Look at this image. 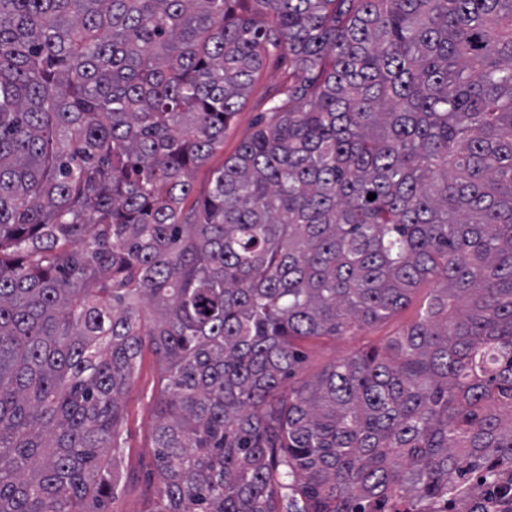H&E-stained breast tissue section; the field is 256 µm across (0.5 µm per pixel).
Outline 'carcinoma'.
Masks as SVG:
<instances>
[{
  "instance_id": "1",
  "label": "carcinoma",
  "mask_w": 512,
  "mask_h": 512,
  "mask_svg": "<svg viewBox=\"0 0 512 512\" xmlns=\"http://www.w3.org/2000/svg\"><path fill=\"white\" fill-rule=\"evenodd\" d=\"M147 345L148 512L512 490V0H0V512H106ZM285 68L287 59L271 60L253 82L243 104L224 133V145L217 148L203 165L193 170L192 180L196 192L186 201L187 207L205 190L211 171L220 167L225 159L235 153L239 144L255 131L266 113L269 98L278 89ZM437 288L434 281H425L416 287L408 304L389 319L368 327L357 328L343 336L310 337L296 342L302 362L297 374L287 378L283 389L299 380L319 375L333 363L372 348L382 349L390 339L402 334L419 316L427 297Z\"/></svg>"
}]
</instances>
